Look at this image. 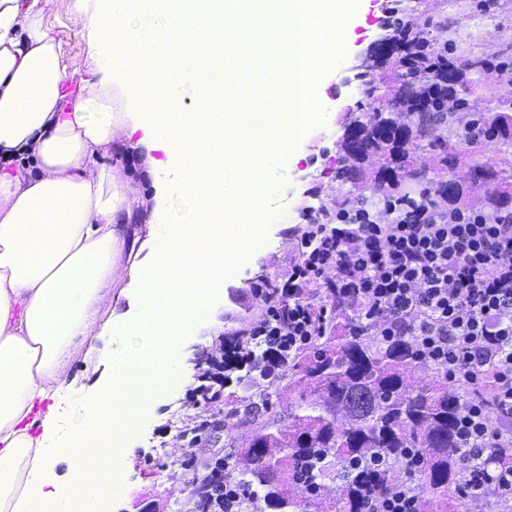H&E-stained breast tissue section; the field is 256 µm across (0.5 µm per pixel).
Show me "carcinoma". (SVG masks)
<instances>
[{
	"label": "carcinoma",
	"instance_id": "carcinoma-1",
	"mask_svg": "<svg viewBox=\"0 0 512 512\" xmlns=\"http://www.w3.org/2000/svg\"><path fill=\"white\" fill-rule=\"evenodd\" d=\"M394 41L401 44L393 48L395 59L388 60L383 72L374 68L363 84L371 95L378 82L400 83L395 111L409 117V128L398 135L384 118L363 124V148L370 161L356 169L340 168L336 179L368 183L371 194L381 196L430 188L450 209L472 206V187L487 181L504 186L501 194H508L512 179L489 160L475 164L469 182L459 184L452 197L441 172L455 165L462 150L481 154L491 142L512 145V100L493 93L495 79L512 71L494 73L488 58L480 56L439 59L421 30L398 34ZM426 66L429 78L417 79L418 70ZM431 124L444 132L442 153L431 168H405L408 153L424 150ZM417 366L412 337L385 341L367 335L345 312L331 316L316 343L291 356L271 382L276 390L295 391L297 397L288 400L280 415L261 410L253 418L268 430L258 438L264 449H246L252 465L240 479L258 503L255 512H310L325 482L339 476L346 484L336 512H360L357 485L363 465L381 460L392 472L403 470L408 448L422 457L419 512H433L435 505L461 496L456 421L462 406L449 401L446 382L433 378L408 386L407 374ZM358 391L371 393L377 409L349 424L339 413ZM483 461L494 470L512 464V456L488 448ZM212 481L209 471L196 476L190 490L192 512H209Z\"/></svg>",
	"mask_w": 512,
	"mask_h": 512
}]
</instances>
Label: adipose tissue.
<instances>
[{
  "label": "adipose tissue",
  "instance_id": "obj_1",
  "mask_svg": "<svg viewBox=\"0 0 512 512\" xmlns=\"http://www.w3.org/2000/svg\"><path fill=\"white\" fill-rule=\"evenodd\" d=\"M54 3L0 0V512H32L35 493L54 512H74L98 497L84 477L88 468L106 471L114 496H130L122 464L105 454L101 436L121 446L160 392L187 383L182 346L203 326L215 286L246 244L237 229L208 227L211 201L224 195L210 181L224 172L212 150L224 140V124L211 123L184 151L199 111L212 110L213 101L193 63L173 72L159 58L175 41L218 47L225 32L268 22L289 62L288 110L268 114L253 135L277 155L309 126L319 104L312 78L332 62L331 36L347 19L345 0H225L220 19L171 0H103L112 36L94 66L108 74L112 61H122L125 75L150 90L130 122L114 112L102 84L84 83L61 106V88L80 66L63 64L44 23ZM141 129L166 154L149 161L158 176L155 203L178 194L195 206L194 227L169 216L152 225L147 263L127 253L120 226L140 196L104 160L109 148H131ZM124 274L139 290L137 316L103 318L102 303ZM99 335L121 341L108 357L110 383L83 399L73 422L72 363ZM67 454L77 464L55 478L52 463Z\"/></svg>",
  "mask_w": 512,
  "mask_h": 512
}]
</instances>
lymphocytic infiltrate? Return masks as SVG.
Instances as JSON below:
<instances>
[{"mask_svg": "<svg viewBox=\"0 0 512 512\" xmlns=\"http://www.w3.org/2000/svg\"><path fill=\"white\" fill-rule=\"evenodd\" d=\"M304 212L316 221L294 227L287 271L253 287L262 315L251 334L267 372L311 347L339 311L368 335L413 337L419 363L466 389L458 445L471 512L489 498L512 512V466L480 461L483 449L512 448V211L454 210L425 189L384 197L373 211L339 203ZM251 346L221 343L202 378L246 369ZM360 489L361 512H418L412 471L394 478L370 463Z\"/></svg>", "mask_w": 512, "mask_h": 512, "instance_id": "obj_1", "label": "lymphocytic infiltrate"}]
</instances>
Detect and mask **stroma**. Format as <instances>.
<instances>
[{
    "label": "stroma",
    "instance_id": "stroma-1",
    "mask_svg": "<svg viewBox=\"0 0 512 512\" xmlns=\"http://www.w3.org/2000/svg\"><path fill=\"white\" fill-rule=\"evenodd\" d=\"M465 9L454 7L450 0H351V14L339 41V57L335 66L325 71L317 86L321 94L320 108L304 137L295 143L293 158L282 159L267 168V190L263 197V235L268 251L242 261L231 272L227 281L242 291H249L252 282L264 279L276 282L288 269L292 258L289 227L301 224L304 204L333 206L349 200L358 206L360 191L352 183L340 182L336 171L342 165V156L336 142L342 134L344 107L363 114L373 111L383 101L382 92L367 94L361 82L349 81L348 69L353 59L364 53L382 32V21L387 8L398 9L400 17L424 25L436 50L448 56L480 54L489 58L500 55L502 49L512 48V0H465ZM101 0H55L54 8L46 16L51 35L60 43L66 59L87 61L91 52L105 49L100 29ZM243 51H255L262 65L257 69L237 72L235 83L227 89L224 101L226 111H235L238 100L245 97L255 82L283 81L286 71L281 52L272 45L251 47L246 38H238ZM146 148H138L136 158L125 161L119 150L109 151L104 160L120 169L135 185L143 205L135 207L121 225L128 240L134 241L139 258H147L153 251L151 223L160 221L150 202L156 192L155 178L145 162ZM214 327L202 330L182 348L183 360L194 359L206 363L221 340L234 337L239 330L249 328V321L238 318L235 306L216 303ZM93 359L77 355L71 368L85 395L99 393L106 381V371L96 368V358L106 356L112 348L108 338L94 342ZM268 403L273 411H280L283 400L275 395L266 380L249 383L230 381L224 388L220 409L196 405L191 387L162 393L152 407L150 421L138 431L123 448L122 473L125 483L132 487L131 498L113 503L110 512H190L189 482L193 470L203 467L215 448H223L231 460L234 472H242L247 464L242 455L256 429L241 425L234 439L212 443L209 423L222 414L245 410L252 403ZM195 416L203 423L201 439L195 446L193 467L183 464L185 439L179 438L177 422L184 415Z\"/></svg>",
    "mask_w": 512,
    "mask_h": 512
}]
</instances>
